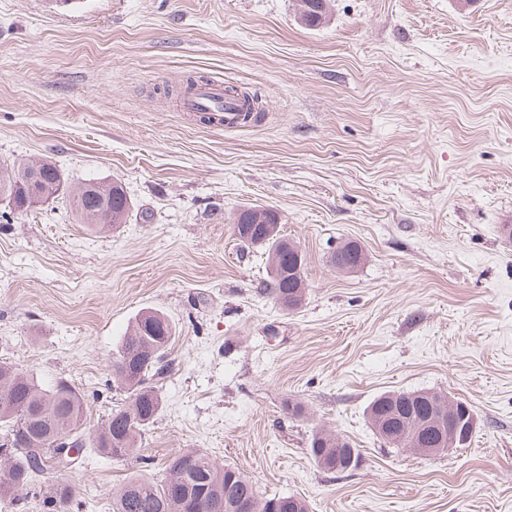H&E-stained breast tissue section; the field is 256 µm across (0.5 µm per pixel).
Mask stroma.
Segmentation results:
<instances>
[{
	"label": "stroma",
	"instance_id": "obj_1",
	"mask_svg": "<svg viewBox=\"0 0 512 512\" xmlns=\"http://www.w3.org/2000/svg\"><path fill=\"white\" fill-rule=\"evenodd\" d=\"M0 0V164L50 157L72 183L121 181L105 233L54 199L0 210V363L85 396L94 431L126 394L112 350L136 315L175 327L164 408L141 457L199 449L310 512H512V0ZM265 110L227 131L175 107L187 79ZM279 214L305 297L261 294L264 248L240 208ZM359 244L364 264L333 267ZM468 402L465 447L389 448L367 418L387 391ZM303 407L291 418L287 403ZM325 429L360 452L327 472ZM138 460L48 472L112 512ZM364 259L362 248L355 242H348L336 250L331 262L340 271H350L361 266Z\"/></svg>",
	"mask_w": 512,
	"mask_h": 512
}]
</instances>
